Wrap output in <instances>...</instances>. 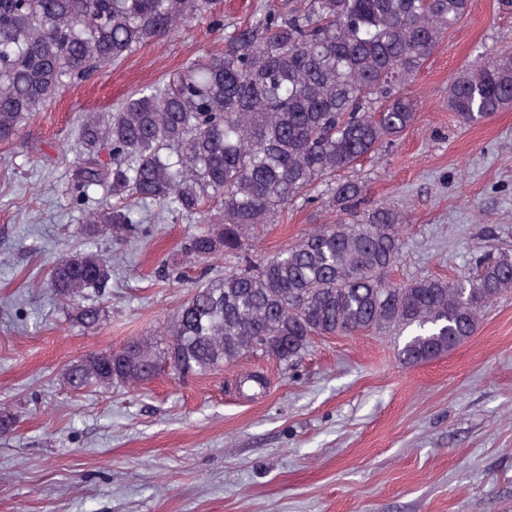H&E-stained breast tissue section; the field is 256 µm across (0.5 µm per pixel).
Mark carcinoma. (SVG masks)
I'll return each instance as SVG.
<instances>
[{
	"mask_svg": "<svg viewBox=\"0 0 512 512\" xmlns=\"http://www.w3.org/2000/svg\"><path fill=\"white\" fill-rule=\"evenodd\" d=\"M213 0H0V143L19 136L64 79L83 81L191 20ZM470 0H285L231 25L217 50L187 62L113 112L79 125L82 197L112 207L88 214L89 244L122 240L138 209L159 206L207 229L187 256L239 255L243 238L293 201L326 186L347 215L295 244L191 289L163 347L128 341L66 371L69 388L145 383L168 367L206 375L250 356L292 365L316 336L410 332L405 363L431 360L474 335L485 309L512 292V255L487 256L455 281L387 279L401 251V212L358 211L367 186L346 176L417 117L408 83ZM512 106V53L477 61L448 86V111L476 125ZM100 251L61 254L50 286L87 329L103 309L82 304L111 280Z\"/></svg>",
	"mask_w": 512,
	"mask_h": 512,
	"instance_id": "cac0c4a2",
	"label": "carcinoma"
}]
</instances>
